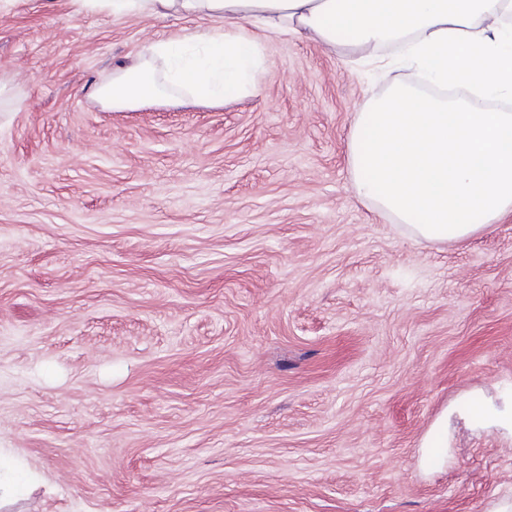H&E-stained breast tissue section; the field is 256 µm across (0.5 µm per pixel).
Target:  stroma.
I'll return each mask as SVG.
<instances>
[{
	"instance_id": "35a3bbf8",
	"label": "stroma",
	"mask_w": 512,
	"mask_h": 512,
	"mask_svg": "<svg viewBox=\"0 0 512 512\" xmlns=\"http://www.w3.org/2000/svg\"><path fill=\"white\" fill-rule=\"evenodd\" d=\"M0 0V512H497L512 216L437 244L360 198L352 123L417 70L263 32L262 91L92 94L210 26ZM448 417V458L422 440ZM23 483L20 467L0 452V500L14 496Z\"/></svg>"
}]
</instances>
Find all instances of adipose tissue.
Segmentation results:
<instances>
[{
	"mask_svg": "<svg viewBox=\"0 0 512 512\" xmlns=\"http://www.w3.org/2000/svg\"><path fill=\"white\" fill-rule=\"evenodd\" d=\"M81 8L163 19L199 16L213 27L153 43L98 88V100L134 108L162 99L223 104L255 96L263 66L254 31L304 35L333 49L398 45L433 84L477 97H512V0H75ZM347 164L359 195L416 238L457 243L512 213V112L398 86L356 117Z\"/></svg>",
	"mask_w": 512,
	"mask_h": 512,
	"instance_id": "1",
	"label": "adipose tissue"
}]
</instances>
